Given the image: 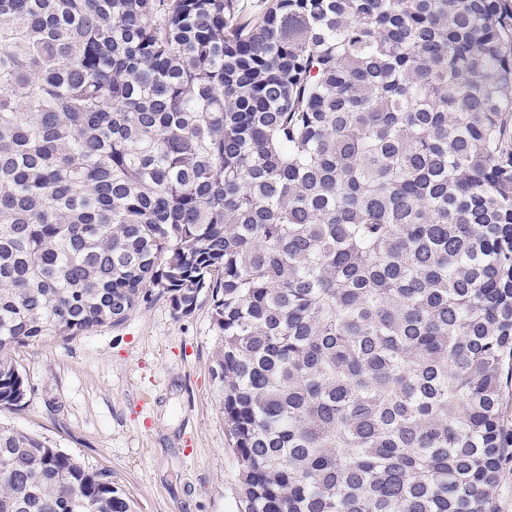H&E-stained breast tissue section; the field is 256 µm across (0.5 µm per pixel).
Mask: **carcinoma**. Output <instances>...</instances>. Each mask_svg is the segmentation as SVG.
Masks as SVG:
<instances>
[{
  "mask_svg": "<svg viewBox=\"0 0 512 512\" xmlns=\"http://www.w3.org/2000/svg\"><path fill=\"white\" fill-rule=\"evenodd\" d=\"M205 299L244 512H492L512 0H0V407ZM0 512L136 508L0 425Z\"/></svg>",
  "mask_w": 512,
  "mask_h": 512,
  "instance_id": "cac0c4a2",
  "label": "carcinoma"
}]
</instances>
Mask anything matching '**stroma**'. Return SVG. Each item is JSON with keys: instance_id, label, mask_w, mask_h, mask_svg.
<instances>
[{"instance_id": "1", "label": "stroma", "mask_w": 512, "mask_h": 512, "mask_svg": "<svg viewBox=\"0 0 512 512\" xmlns=\"http://www.w3.org/2000/svg\"><path fill=\"white\" fill-rule=\"evenodd\" d=\"M211 306L156 301L118 326L15 349L30 393L0 422L107 470L137 512H242L238 461L212 380Z\"/></svg>"}]
</instances>
